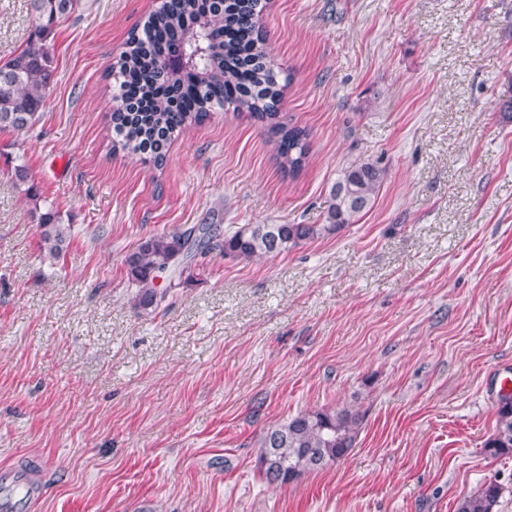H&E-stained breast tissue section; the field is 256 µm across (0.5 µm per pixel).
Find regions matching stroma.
Instances as JSON below:
<instances>
[{
  "instance_id": "1",
  "label": "stroma",
  "mask_w": 512,
  "mask_h": 512,
  "mask_svg": "<svg viewBox=\"0 0 512 512\" xmlns=\"http://www.w3.org/2000/svg\"><path fill=\"white\" fill-rule=\"evenodd\" d=\"M158 0H77L26 132L0 131V500L14 512H456L512 456L484 452L512 378V0H270L279 109L311 133L298 177L261 123L217 110L163 166L113 151L108 71ZM29 0H0V63ZM380 160L371 209L250 260L212 252L154 312L122 260L194 224H320L342 168ZM28 183L71 226L44 257ZM357 406L350 454L270 485L264 434Z\"/></svg>"
}]
</instances>
